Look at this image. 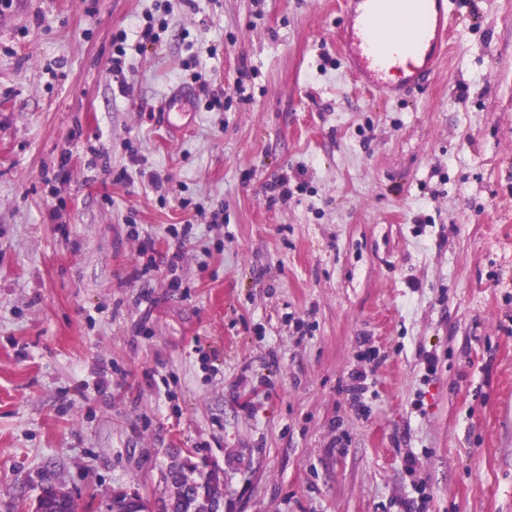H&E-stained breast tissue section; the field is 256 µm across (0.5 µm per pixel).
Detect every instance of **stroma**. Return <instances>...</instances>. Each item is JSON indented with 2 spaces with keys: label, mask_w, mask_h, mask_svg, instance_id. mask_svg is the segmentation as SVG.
<instances>
[{
  "label": "stroma",
  "mask_w": 512,
  "mask_h": 512,
  "mask_svg": "<svg viewBox=\"0 0 512 512\" xmlns=\"http://www.w3.org/2000/svg\"><path fill=\"white\" fill-rule=\"evenodd\" d=\"M344 2L168 0L122 86L112 36L155 0L0 12V512L47 473L80 512L154 503L177 453L227 512H404L421 482L428 512H512V0H448L398 99L348 73ZM148 242L183 287L137 277ZM194 97L190 89H177L169 97L164 112H162V123L170 133H180L190 116L189 105Z\"/></svg>",
  "instance_id": "1"
}]
</instances>
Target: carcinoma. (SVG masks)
Returning <instances> with one entry per match:
<instances>
[{"label": "carcinoma", "instance_id": "1", "mask_svg": "<svg viewBox=\"0 0 512 512\" xmlns=\"http://www.w3.org/2000/svg\"><path fill=\"white\" fill-rule=\"evenodd\" d=\"M164 480L171 512H212L214 503L224 498V472L217 468L203 472L195 465H182L167 470ZM36 512H78V504L58 483L46 479L38 487ZM112 512H148V504L140 497L117 494Z\"/></svg>", "mask_w": 512, "mask_h": 512}]
</instances>
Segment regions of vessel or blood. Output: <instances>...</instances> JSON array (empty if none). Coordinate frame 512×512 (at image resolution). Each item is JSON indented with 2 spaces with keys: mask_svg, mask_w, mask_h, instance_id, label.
<instances>
[{
  "mask_svg": "<svg viewBox=\"0 0 512 512\" xmlns=\"http://www.w3.org/2000/svg\"><path fill=\"white\" fill-rule=\"evenodd\" d=\"M395 23L387 45L371 38L373 26ZM447 0H348L340 25V41L349 72L364 87L388 96L406 94L434 74L448 42ZM192 90L182 88L169 97L162 123L181 132L190 115Z\"/></svg>",
  "mask_w": 512,
  "mask_h": 512,
  "instance_id": "1",
  "label": "vessel or blood"
}]
</instances>
